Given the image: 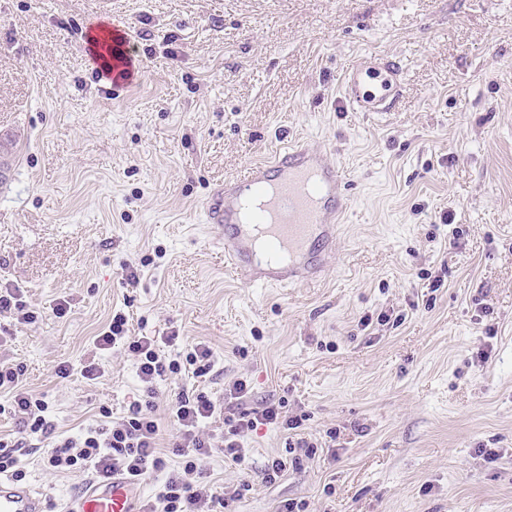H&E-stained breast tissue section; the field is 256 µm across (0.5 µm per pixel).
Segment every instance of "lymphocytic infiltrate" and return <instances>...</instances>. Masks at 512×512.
Listing matches in <instances>:
<instances>
[{
    "instance_id": "1",
    "label": "lymphocytic infiltrate",
    "mask_w": 512,
    "mask_h": 512,
    "mask_svg": "<svg viewBox=\"0 0 512 512\" xmlns=\"http://www.w3.org/2000/svg\"><path fill=\"white\" fill-rule=\"evenodd\" d=\"M175 342L171 336H130L126 333V318L115 313L108 327L95 336L98 350L122 346L136 362V372L143 383L145 400L134 401L121 419L110 420L109 410H102V423L91 424L76 436L57 433L55 423L47 416L48 404L43 397L26 390L20 384L19 367L0 364V390L10 392V414L16 423V439L0 438V474H11L15 480L25 476L19 454L28 441L48 442L47 463L59 472L84 469L106 481L121 475L142 481L156 472H165L154 503L147 512H214L223 504V496L205 494L191 482L190 476L199 462L209 457L213 437L206 430L209 420L223 415L224 404L204 394H176L171 415L178 429L172 444L174 455L184 457L182 471H167L159 454V419L154 399L157 384L167 376L180 372L182 365L194 366L196 374L204 375L213 368L214 352L203 342L187 351L184 360L167 358L166 347ZM296 428L293 420L282 418L277 406L268 404L252 412L240 414L224 439V455L233 462L244 459L238 438L241 434L268 425Z\"/></svg>"
}]
</instances>
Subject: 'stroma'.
<instances>
[{"label":"stroma","mask_w":512,"mask_h":512,"mask_svg":"<svg viewBox=\"0 0 512 512\" xmlns=\"http://www.w3.org/2000/svg\"><path fill=\"white\" fill-rule=\"evenodd\" d=\"M101 22L131 38L117 90L83 37ZM385 56L398 104L351 111L346 71ZM285 140L331 150L344 222L318 281L250 288L202 205ZM0 157V289L36 314L0 316V362L59 430L140 399L134 358L92 344L119 311L131 335L214 351L208 375L159 383L163 434L174 393L237 381L225 416L302 420L202 464L234 512H512V0H0ZM277 456L301 464L265 483ZM22 464L48 512L89 479L39 449Z\"/></svg>","instance_id":"obj_1"}]
</instances>
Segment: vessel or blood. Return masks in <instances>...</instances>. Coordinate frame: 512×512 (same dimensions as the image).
<instances>
[{
    "instance_id": "1",
    "label": "vessel or blood",
    "mask_w": 512,
    "mask_h": 512,
    "mask_svg": "<svg viewBox=\"0 0 512 512\" xmlns=\"http://www.w3.org/2000/svg\"><path fill=\"white\" fill-rule=\"evenodd\" d=\"M362 84L361 71L350 68L343 97L352 110L383 115L395 107V100L365 94ZM345 190L327 152L289 145L215 187L203 205L204 221L221 226L224 263L251 287L299 285L321 272L320 255L336 240ZM138 493V485L121 476L93 481L65 512H137ZM0 512L47 510L28 486L0 480Z\"/></svg>"
}]
</instances>
